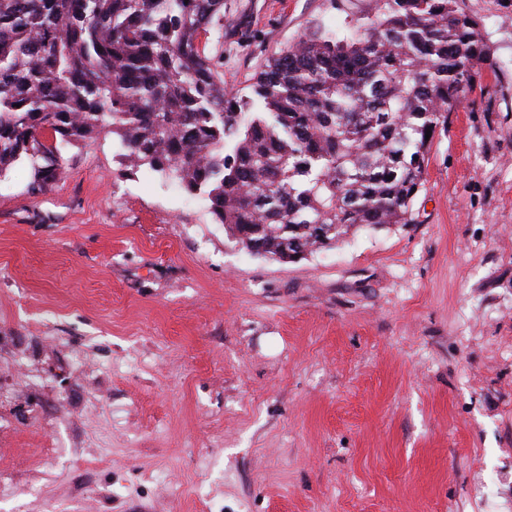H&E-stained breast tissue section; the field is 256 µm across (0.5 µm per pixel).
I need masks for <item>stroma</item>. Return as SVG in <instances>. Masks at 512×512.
<instances>
[{"label":"stroma","instance_id":"1","mask_svg":"<svg viewBox=\"0 0 512 512\" xmlns=\"http://www.w3.org/2000/svg\"><path fill=\"white\" fill-rule=\"evenodd\" d=\"M465 5L413 223L282 263L112 134L0 175V512H512V0ZM378 6L224 0L205 50L246 96Z\"/></svg>","mask_w":512,"mask_h":512}]
</instances>
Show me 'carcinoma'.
I'll use <instances>...</instances> for the list:
<instances>
[{
	"instance_id": "1",
	"label": "carcinoma",
	"mask_w": 512,
	"mask_h": 512,
	"mask_svg": "<svg viewBox=\"0 0 512 512\" xmlns=\"http://www.w3.org/2000/svg\"><path fill=\"white\" fill-rule=\"evenodd\" d=\"M223 14L224 0H0V174L26 160L43 193L61 150L110 124L126 162L205 195L255 256L412 223L431 146L490 61L464 0H381L342 38L298 39L253 82L258 112L200 41Z\"/></svg>"
}]
</instances>
